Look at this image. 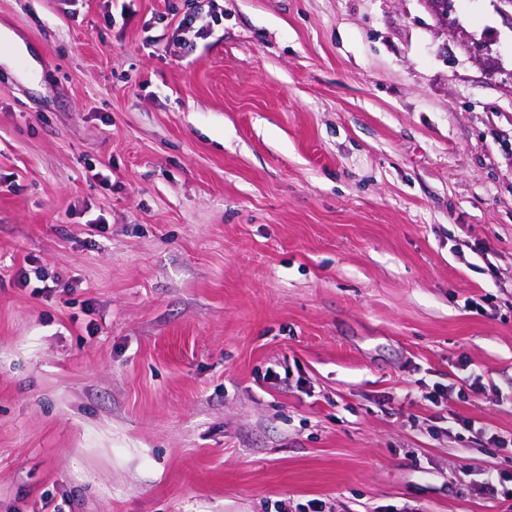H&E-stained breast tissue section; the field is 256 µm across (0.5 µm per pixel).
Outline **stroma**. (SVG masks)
<instances>
[{
  "instance_id": "stroma-1",
  "label": "stroma",
  "mask_w": 512,
  "mask_h": 512,
  "mask_svg": "<svg viewBox=\"0 0 512 512\" xmlns=\"http://www.w3.org/2000/svg\"><path fill=\"white\" fill-rule=\"evenodd\" d=\"M214 4L0 0V512H512V18Z\"/></svg>"
}]
</instances>
